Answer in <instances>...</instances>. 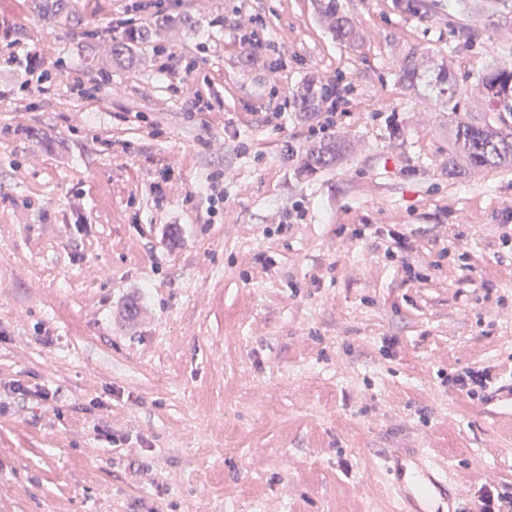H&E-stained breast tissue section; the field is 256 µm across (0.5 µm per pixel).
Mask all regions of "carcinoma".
Here are the masks:
<instances>
[{"mask_svg": "<svg viewBox=\"0 0 512 512\" xmlns=\"http://www.w3.org/2000/svg\"><path fill=\"white\" fill-rule=\"evenodd\" d=\"M38 16L53 20L68 11L69 0H31ZM318 13L327 30L336 38L354 42L358 32L343 12L339 0H319ZM150 41V30L141 24L126 29L113 39L112 55L122 64L132 59L133 51ZM401 81L413 95L430 98L450 107L454 119L448 124V174L456 173V160L462 158L472 168L512 167V67H495L482 77L481 90L487 98L494 119L475 122L458 112L463 87L459 77L446 63L419 67L406 61ZM322 90L307 83L294 99L301 119L310 121L320 111ZM346 152L345 142L333 135L313 141L303 156V170L315 173L336 166Z\"/></svg>", "mask_w": 512, "mask_h": 512, "instance_id": "1", "label": "carcinoma"}]
</instances>
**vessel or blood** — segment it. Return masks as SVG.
Here are the masks:
<instances>
[{
  "label": "vessel or blood",
  "mask_w": 512,
  "mask_h": 512,
  "mask_svg": "<svg viewBox=\"0 0 512 512\" xmlns=\"http://www.w3.org/2000/svg\"><path fill=\"white\" fill-rule=\"evenodd\" d=\"M382 469L400 512H461L465 493L452 482L443 457L421 450L391 453Z\"/></svg>",
  "instance_id": "b4317fda"
}]
</instances>
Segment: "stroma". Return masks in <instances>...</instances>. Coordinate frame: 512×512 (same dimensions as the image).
<instances>
[{"label":"stroma","mask_w":512,"mask_h":512,"mask_svg":"<svg viewBox=\"0 0 512 512\" xmlns=\"http://www.w3.org/2000/svg\"><path fill=\"white\" fill-rule=\"evenodd\" d=\"M471 2L341 0L348 43L316 0H73L50 24L0 0L48 72L0 58V512H398L380 456L418 448L463 488L512 483V403L442 378L512 357V168L449 176L447 108L400 81L446 61L461 111L488 116L512 0ZM163 14L118 66L117 24ZM337 76L349 154L309 175L282 150L306 129L293 99ZM296 203L305 223L277 233ZM394 224L420 278L384 257ZM318 13L327 30L335 37L355 42L358 32L355 25L343 12L339 0H318Z\"/></svg>","instance_id":"obj_1"}]
</instances>
